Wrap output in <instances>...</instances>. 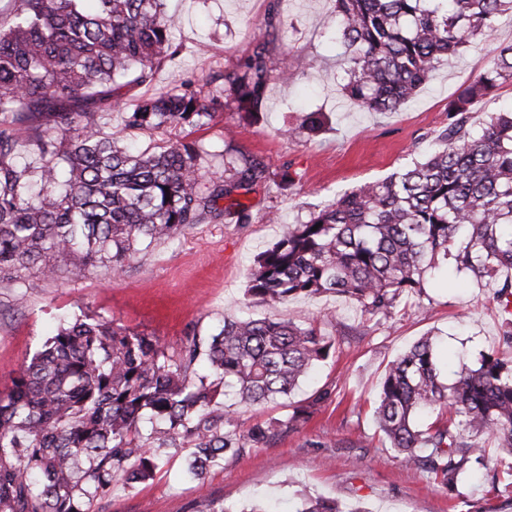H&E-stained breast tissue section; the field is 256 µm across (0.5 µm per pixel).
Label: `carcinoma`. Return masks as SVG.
<instances>
[{"label":"carcinoma","mask_w":512,"mask_h":512,"mask_svg":"<svg viewBox=\"0 0 512 512\" xmlns=\"http://www.w3.org/2000/svg\"><path fill=\"white\" fill-rule=\"evenodd\" d=\"M8 0L0 15V276L31 266L54 277L91 267L118 273L152 247L196 224H247V196L297 174L224 155V170L191 135L229 108L255 121L274 78L269 43L235 69L133 98L167 60L177 19L163 0ZM343 93L356 107L397 112L443 58L493 35L512 0H335ZM221 85H216V82ZM512 82V44L448 103V127L422 159L309 210L260 252L246 296L282 304L335 294L386 320L400 297L423 293L427 272L451 265L490 288L512 342V109L482 126L472 107ZM159 135L131 151L108 130ZM326 113L302 114L283 136L317 137ZM62 258L64 266L57 264ZM436 340L427 334L388 363L374 416L402 460L455 489L470 459L493 441L512 456V367L493 356L439 381ZM335 350L315 322L268 316L224 318L206 340L191 329L177 351L154 335L103 314L60 321L0 393V512H99L115 479L128 488L153 480L162 449L189 446L184 475L202 480L227 454L266 445L332 396L316 391L287 421L246 424L224 410L230 393L246 408L287 399ZM440 410L424 426L418 414ZM151 423L142 434L139 423ZM204 512H271L222 502ZM295 512H362L307 498Z\"/></svg>","instance_id":"obj_1"}]
</instances>
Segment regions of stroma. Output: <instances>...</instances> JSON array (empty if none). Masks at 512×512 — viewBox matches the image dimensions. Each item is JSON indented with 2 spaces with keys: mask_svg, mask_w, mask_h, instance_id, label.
<instances>
[{
  "mask_svg": "<svg viewBox=\"0 0 512 512\" xmlns=\"http://www.w3.org/2000/svg\"><path fill=\"white\" fill-rule=\"evenodd\" d=\"M164 9L179 17L176 38L187 50L163 64L154 87L134 88V97L190 77L230 72L240 56L263 41L275 69L294 70L298 50L314 59L307 73L271 83L258 123H242L237 113L226 111L196 133L220 153L223 128L235 127L237 149L272 168L289 167L300 179L281 193L257 187L249 196L250 223L194 225L140 254L120 273L94 268L79 277L62 272L48 278L32 269L28 289L0 280V391L10 387L59 317L80 310L110 316L173 348L190 327L205 338L228 316L315 318L334 339L335 352L289 400L300 404L327 388L331 402L307 422L282 429L270 444L226 456L223 466L202 480L182 478L186 449H166L154 481L133 489L115 485L102 512H202L211 501H278L293 508L303 495L359 504L370 512H512V488L493 487L492 467L468 463L463 482L451 492L404 463L384 443L371 408L387 364L429 333L437 339L443 383H451L460 367L478 368L486 354L512 362L492 289L464 274L431 273L426 297H401L392 317L380 325L351 300L333 294L299 296L276 306L244 296L255 256L280 240L286 225L304 218L308 205L384 179L434 145L448 125L449 102L485 68L488 43L473 39L443 61L401 111L366 112L341 90L338 49L331 38L332 0H166ZM299 110L326 112L329 130L312 140L278 135ZM273 213L280 222H269Z\"/></svg>",
  "mask_w": 512,
  "mask_h": 512,
  "instance_id": "1",
  "label": "stroma"
}]
</instances>
